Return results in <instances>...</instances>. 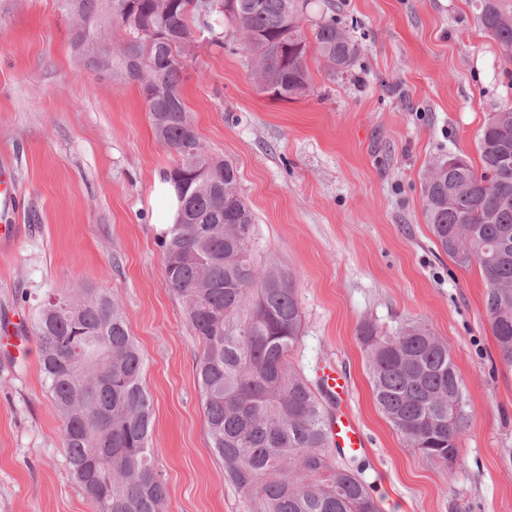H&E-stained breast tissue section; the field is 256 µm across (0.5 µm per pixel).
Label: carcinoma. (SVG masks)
I'll use <instances>...</instances> for the list:
<instances>
[{
  "mask_svg": "<svg viewBox=\"0 0 512 512\" xmlns=\"http://www.w3.org/2000/svg\"><path fill=\"white\" fill-rule=\"evenodd\" d=\"M84 23L83 53L109 60L139 84L157 139L177 155L166 177L183 183L182 219L165 230L164 280L180 298L201 352L196 376L206 429L230 483L251 512H378L364 469L335 462L326 408L295 370L303 314L289 275L253 257L256 216L222 161L216 183L196 177L211 152L191 121L179 86L194 57L191 21L227 24L228 40L211 43L248 58L257 86L281 98L310 88L306 0H58ZM483 31L512 62V0H476ZM122 34L112 50L113 33ZM313 40L327 72L352 69L359 46L322 18ZM480 168L450 154L423 184L431 231L462 267L477 265L500 360L512 367V107L491 114L478 138ZM40 369L63 421L64 452L90 512H165L168 491L154 467L153 408L143 386L145 359L120 305L108 293L48 297L33 322ZM373 396L407 447L448 468L469 420L448 343L409 321L384 335L365 324Z\"/></svg>",
  "mask_w": 512,
  "mask_h": 512,
  "instance_id": "cac0c4a2",
  "label": "carcinoma"
}]
</instances>
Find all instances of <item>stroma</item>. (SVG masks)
<instances>
[{"instance_id": "obj_1", "label": "stroma", "mask_w": 512, "mask_h": 512, "mask_svg": "<svg viewBox=\"0 0 512 512\" xmlns=\"http://www.w3.org/2000/svg\"><path fill=\"white\" fill-rule=\"evenodd\" d=\"M335 16L360 47L312 87L260 91L244 56L210 44L181 94L211 153L238 169L256 217L260 266L291 277L303 313L290 361L312 386L335 365L367 436L363 477L380 512H512V368L499 360L477 266L436 245L424 214L429 168L478 163L489 115L512 105V63L480 27L474 0H308L304 30ZM57 0H0V161L16 180L17 242L0 255V512H89L66 462L62 420L32 331L51 294L111 293L145 359L151 443L166 512H248L207 435L195 365L201 347L166 286L154 180L175 154L154 136L139 86L97 72ZM421 321L448 343L469 423L453 470L407 448L372 396L362 325Z\"/></svg>"}]
</instances>
